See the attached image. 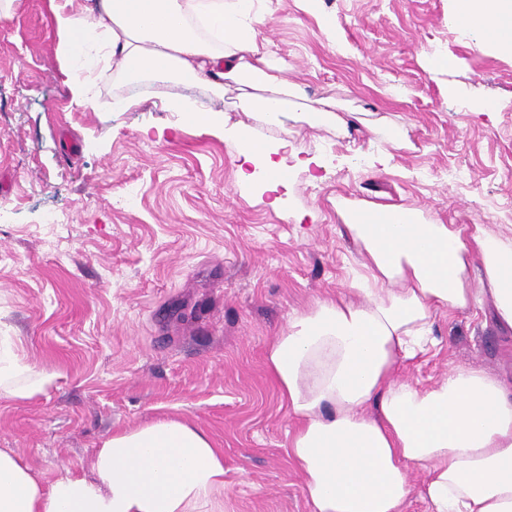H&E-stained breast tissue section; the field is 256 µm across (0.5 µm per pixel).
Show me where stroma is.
Returning <instances> with one entry per match:
<instances>
[{
    "label": "stroma",
    "instance_id": "stroma-1",
    "mask_svg": "<svg viewBox=\"0 0 512 512\" xmlns=\"http://www.w3.org/2000/svg\"><path fill=\"white\" fill-rule=\"evenodd\" d=\"M456 6L259 0L271 26L258 37L289 80L371 125L345 135L298 112L268 126L231 92L221 128L194 125L169 110L187 95L170 82L123 112L78 107L50 0H15L0 17V339L55 382L0 397V449L47 484L89 473L112 432L180 418L223 449L228 512H308L287 453L296 424L265 355L291 316L362 272L337 233L339 200L512 234V52L452 26ZM243 126L319 160L317 179L289 171L286 210L239 188ZM49 211L58 224H43ZM433 334L401 378L426 386L476 366L512 380V330L491 306L439 314Z\"/></svg>",
    "mask_w": 512,
    "mask_h": 512
}]
</instances>
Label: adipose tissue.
Segmentation results:
<instances>
[{
	"label": "adipose tissue",
	"mask_w": 512,
	"mask_h": 512,
	"mask_svg": "<svg viewBox=\"0 0 512 512\" xmlns=\"http://www.w3.org/2000/svg\"><path fill=\"white\" fill-rule=\"evenodd\" d=\"M53 25L77 106L112 112L94 92L106 67L115 87L149 80L235 91L242 111L281 127L301 89L287 59L260 47L253 0H51ZM452 23L479 43L512 51V0H459ZM239 185L273 193L289 142L255 143L239 128ZM275 197L273 207H280ZM347 210L339 233L365 271L357 298L317 300L293 315L267 364L299 427L288 456L309 512H405L419 493L428 512H512V388L480 367H452L435 384L396 379L436 346V313L492 304L512 329V235L439 224L419 210ZM34 370L0 341V396L46 393ZM423 470L421 489L410 475ZM224 452L178 419L117 431L95 451L90 476L42 485L0 449V512H224Z\"/></svg>",
	"instance_id": "obj_1"
}]
</instances>
